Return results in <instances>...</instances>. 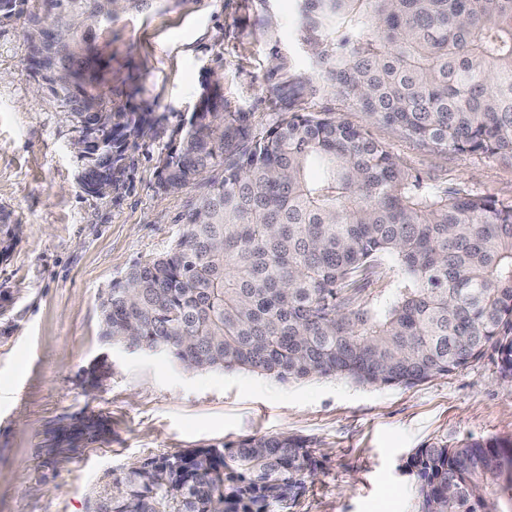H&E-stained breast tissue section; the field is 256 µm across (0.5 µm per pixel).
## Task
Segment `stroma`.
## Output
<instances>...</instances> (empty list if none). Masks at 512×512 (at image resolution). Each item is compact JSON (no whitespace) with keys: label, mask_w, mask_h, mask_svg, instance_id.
Here are the masks:
<instances>
[{"label":"stroma","mask_w":512,"mask_h":512,"mask_svg":"<svg viewBox=\"0 0 512 512\" xmlns=\"http://www.w3.org/2000/svg\"><path fill=\"white\" fill-rule=\"evenodd\" d=\"M297 0H150L118 9L104 44L112 103L150 105L130 139L123 186L86 193L65 108L26 76L24 20L0 22V512H95L144 458L306 439L315 471L291 512H417V448L512 440V380L485 354L414 386L244 371H190L164 354L112 347L99 304L135 262L166 252L199 194L156 188L160 156L205 80L262 128L276 114L334 112L411 170L512 204V163L423 146L323 87L298 39Z\"/></svg>","instance_id":"stroma-1"}]
</instances>
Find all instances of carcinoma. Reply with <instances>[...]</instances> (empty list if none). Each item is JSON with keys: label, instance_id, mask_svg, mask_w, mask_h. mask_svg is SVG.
<instances>
[{"label": "carcinoma", "instance_id": "cac0c4a2", "mask_svg": "<svg viewBox=\"0 0 512 512\" xmlns=\"http://www.w3.org/2000/svg\"><path fill=\"white\" fill-rule=\"evenodd\" d=\"M116 2L0 0V20L27 21V75L76 122L96 196L124 182L129 139L155 127L150 107L104 91ZM298 2L300 39L336 95L423 145L512 161V0ZM198 182L179 239L104 292L113 346L198 370L403 386L490 351L512 379V205L410 172L331 112L258 130L217 82L159 160L160 190ZM408 466L419 512H512L511 442L434 443ZM313 467L288 434L163 453L113 478L96 512H288Z\"/></svg>", "mask_w": 512, "mask_h": 512}]
</instances>
